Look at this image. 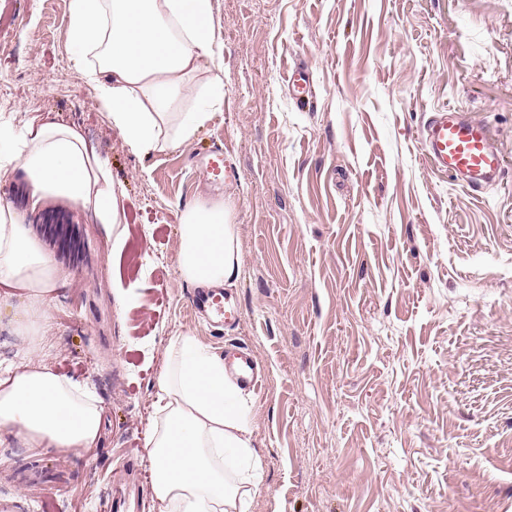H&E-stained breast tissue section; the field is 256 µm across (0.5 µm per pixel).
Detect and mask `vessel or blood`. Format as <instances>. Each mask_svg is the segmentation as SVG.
<instances>
[{
    "label": "vessel or blood",
    "instance_id": "1",
    "mask_svg": "<svg viewBox=\"0 0 512 512\" xmlns=\"http://www.w3.org/2000/svg\"><path fill=\"white\" fill-rule=\"evenodd\" d=\"M422 143L428 159L438 169L471 189L496 185L503 172L504 158L488 125L458 112L442 109L432 113L423 125ZM201 168L214 185L223 184L231 176L219 147L208 154ZM193 304L210 324L232 327L238 322V309L227 300L223 289H199ZM224 369L241 388L257 383V362L249 351L225 355Z\"/></svg>",
    "mask_w": 512,
    "mask_h": 512
}]
</instances>
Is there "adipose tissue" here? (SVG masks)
Returning a JSON list of instances; mask_svg holds the SVG:
<instances>
[{"label": "adipose tissue", "mask_w": 512, "mask_h": 512, "mask_svg": "<svg viewBox=\"0 0 512 512\" xmlns=\"http://www.w3.org/2000/svg\"><path fill=\"white\" fill-rule=\"evenodd\" d=\"M212 0H70L67 45L91 63L101 110L131 151L150 154L189 141L211 118L208 108L181 112L191 78L208 67V92L220 101L224 56L218 49ZM20 176L32 200L61 197L105 224L115 251L127 228L104 158L74 127L52 120L22 132L0 126V182ZM179 269L209 288L240 274L231 209L200 200L179 226ZM0 284L27 305L17 326L36 354L49 297L62 284L53 257L33 236L25 214L0 197ZM147 434L152 492L160 512H248L260 460L250 413L224 374V358L191 336H173ZM102 409L72 379L26 362L0 369V446L73 453L99 438Z\"/></svg>", "instance_id": "obj_1"}]
</instances>
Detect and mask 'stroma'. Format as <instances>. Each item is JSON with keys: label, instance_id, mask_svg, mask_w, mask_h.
Returning a JSON list of instances; mask_svg holds the SVG:
<instances>
[{"label": "stroma", "instance_id": "1", "mask_svg": "<svg viewBox=\"0 0 512 512\" xmlns=\"http://www.w3.org/2000/svg\"><path fill=\"white\" fill-rule=\"evenodd\" d=\"M224 98L174 150L139 156L104 122L65 44L70 0H0V124L45 115L108 163L128 241L58 200L0 185L65 276L35 363L88 387L94 447H0L17 512H112L152 500L145 437L170 337L259 363L250 410L261 482L248 512H512V0H213ZM313 99L295 103L294 68ZM485 120L505 157L478 191L437 170L428 113ZM224 150L235 176L199 167ZM232 207L239 322L206 325L179 272L183 209ZM0 306V363L25 360ZM203 175L214 185H222L232 173L224 164V151L217 147L201 162Z\"/></svg>", "mask_w": 512, "mask_h": 512}]
</instances>
